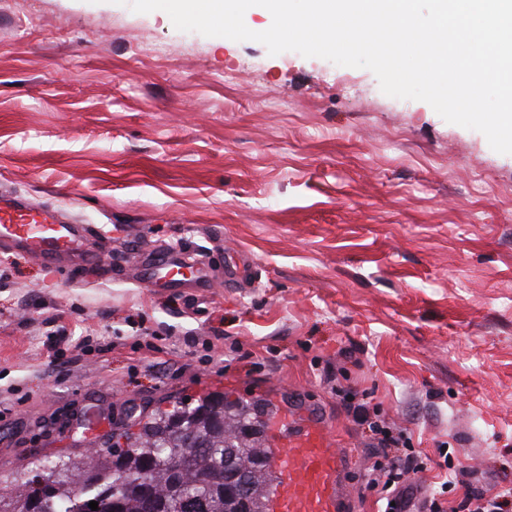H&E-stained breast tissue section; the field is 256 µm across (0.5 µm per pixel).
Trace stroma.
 Wrapping results in <instances>:
<instances>
[{
    "instance_id": "35a3bbf8",
    "label": "stroma",
    "mask_w": 512,
    "mask_h": 512,
    "mask_svg": "<svg viewBox=\"0 0 512 512\" xmlns=\"http://www.w3.org/2000/svg\"><path fill=\"white\" fill-rule=\"evenodd\" d=\"M1 183L150 244L246 252L255 274L189 299L118 260L81 277L0 252V477L84 458L136 429L131 410L260 404L274 384L320 414L357 484L370 440L336 371L430 457L418 484L441 482L445 445L466 480L512 484V155L479 131L370 70L161 10L0 0ZM137 322L168 344L141 348Z\"/></svg>"
}]
</instances>
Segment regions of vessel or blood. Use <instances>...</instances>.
Instances as JSON below:
<instances>
[{
	"label": "vessel or blood",
	"instance_id": "1",
	"mask_svg": "<svg viewBox=\"0 0 512 512\" xmlns=\"http://www.w3.org/2000/svg\"><path fill=\"white\" fill-rule=\"evenodd\" d=\"M94 235L93 225L68 223L55 210L0 192V248L23 251L53 269L93 268L104 257ZM107 237L127 244L140 280L152 287L203 292L216 285L210 270L221 262L218 255L193 259L171 247L145 254L127 226L111 227ZM224 265L225 286L241 287L253 276L247 256L232 257ZM268 429L273 481L266 512H356L350 461L324 425L303 424L294 414L279 411L270 415Z\"/></svg>",
	"mask_w": 512,
	"mask_h": 512
}]
</instances>
